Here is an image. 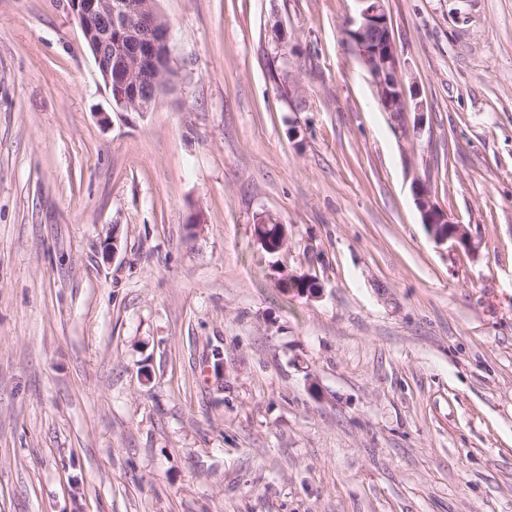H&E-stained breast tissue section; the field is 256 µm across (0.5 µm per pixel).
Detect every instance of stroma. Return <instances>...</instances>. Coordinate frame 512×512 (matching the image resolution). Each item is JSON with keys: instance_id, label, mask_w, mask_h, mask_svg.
<instances>
[{"instance_id": "35a3bbf8", "label": "stroma", "mask_w": 512, "mask_h": 512, "mask_svg": "<svg viewBox=\"0 0 512 512\" xmlns=\"http://www.w3.org/2000/svg\"><path fill=\"white\" fill-rule=\"evenodd\" d=\"M157 5L139 113L0 0V512H512V0H388L406 139L354 0ZM357 11L347 22V35L366 69L374 96L383 112L399 129L410 130L405 112H415L412 131L420 133L426 104L416 81H410L412 110L407 105V84L400 72L397 47L391 32L386 0H354ZM413 193L418 209L423 216L424 224L433 238L440 243L452 242L455 247L467 248L466 231L460 224L451 222L447 213L432 203L427 184L419 178L416 179Z\"/></svg>"}]
</instances>
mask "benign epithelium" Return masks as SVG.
<instances>
[{
  "instance_id": "benign-epithelium-1",
  "label": "benign epithelium",
  "mask_w": 512,
  "mask_h": 512,
  "mask_svg": "<svg viewBox=\"0 0 512 512\" xmlns=\"http://www.w3.org/2000/svg\"><path fill=\"white\" fill-rule=\"evenodd\" d=\"M355 2L357 11L347 22V35L370 77L374 96L399 129L417 134L422 131L426 104L416 82H406L400 72L386 0ZM70 9L92 48L108 95L125 112L149 111L159 96L161 77L172 68L171 29L156 0H70ZM409 110L417 114L411 127L405 119ZM414 196L435 240L468 246L464 228L432 203L427 184L419 178Z\"/></svg>"
}]
</instances>
